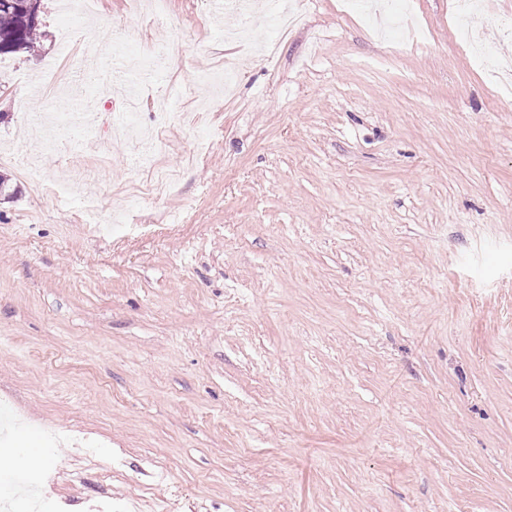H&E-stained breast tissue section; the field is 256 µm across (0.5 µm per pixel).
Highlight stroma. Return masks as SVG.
<instances>
[{
    "instance_id": "obj_1",
    "label": "stroma",
    "mask_w": 512,
    "mask_h": 512,
    "mask_svg": "<svg viewBox=\"0 0 512 512\" xmlns=\"http://www.w3.org/2000/svg\"><path fill=\"white\" fill-rule=\"evenodd\" d=\"M370 2L281 0L240 43L211 0H166L162 28L128 0L80 25L42 0L39 47L0 57V410L23 416L0 492L39 486L43 512H512V82L453 0H410L391 41ZM476 21L512 58V0ZM225 68L232 96L184 95ZM126 79L140 129L161 98L202 113L155 130L151 162L113 134L126 103L104 91ZM22 445L39 464L8 471Z\"/></svg>"
}]
</instances>
